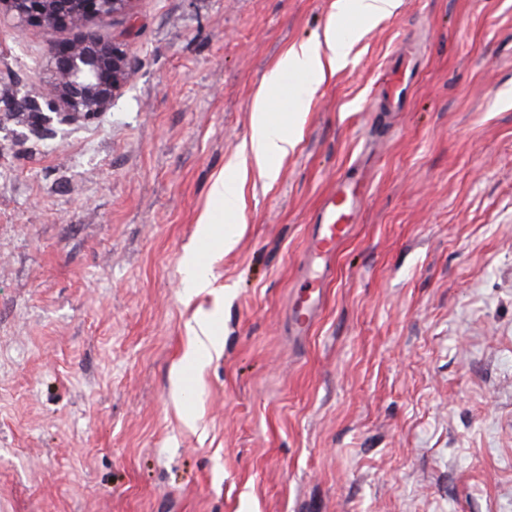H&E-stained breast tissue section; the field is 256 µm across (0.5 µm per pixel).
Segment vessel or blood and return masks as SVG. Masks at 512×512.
<instances>
[{
	"instance_id": "vessel-or-blood-1",
	"label": "vessel or blood",
	"mask_w": 512,
	"mask_h": 512,
	"mask_svg": "<svg viewBox=\"0 0 512 512\" xmlns=\"http://www.w3.org/2000/svg\"><path fill=\"white\" fill-rule=\"evenodd\" d=\"M358 206L359 201L350 193L346 182H338L319 213L316 229L307 244L308 254L319 258L331 257L337 247L351 236Z\"/></svg>"
}]
</instances>
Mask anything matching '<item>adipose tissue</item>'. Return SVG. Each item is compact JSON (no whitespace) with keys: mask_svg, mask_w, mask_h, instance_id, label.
Here are the masks:
<instances>
[{"mask_svg":"<svg viewBox=\"0 0 512 512\" xmlns=\"http://www.w3.org/2000/svg\"><path fill=\"white\" fill-rule=\"evenodd\" d=\"M353 42L352 36L340 31L336 20H329L322 40L291 45L275 64L271 81L260 89L254 99L251 137L245 143L240 159L232 162V178H218L211 188V198L221 204L225 216H236L243 199L249 170H256L267 181H275L281 161L298 144V128L302 122L301 108L311 100L317 87L333 75L342 57ZM293 78L291 87L297 110L288 117L286 129L275 127L271 100L279 95L284 78Z\"/></svg>","mask_w":512,"mask_h":512,"instance_id":"ef3b65f1","label":"adipose tissue"}]
</instances>
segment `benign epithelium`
I'll list each match as a JSON object with an SVG mask.
<instances>
[{"label":"benign epithelium","mask_w":512,"mask_h":512,"mask_svg":"<svg viewBox=\"0 0 512 512\" xmlns=\"http://www.w3.org/2000/svg\"><path fill=\"white\" fill-rule=\"evenodd\" d=\"M132 0H0L21 25L79 28L123 12ZM44 98L62 124L88 122L112 107L130 77L127 54L112 41L83 38L49 50Z\"/></svg>","instance_id":"1"}]
</instances>
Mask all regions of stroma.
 <instances>
[{"instance_id":"stroma-1","label":"stroma","mask_w":512,"mask_h":512,"mask_svg":"<svg viewBox=\"0 0 512 512\" xmlns=\"http://www.w3.org/2000/svg\"><path fill=\"white\" fill-rule=\"evenodd\" d=\"M335 10L0 21V512H512V0H400L360 26L277 182L250 173L233 248L197 238L256 92ZM81 36L127 51L109 112H10L43 104L50 44ZM342 179L364 183L352 235L308 261ZM192 248L211 283L189 297ZM201 321L223 345L176 378Z\"/></svg>"}]
</instances>
